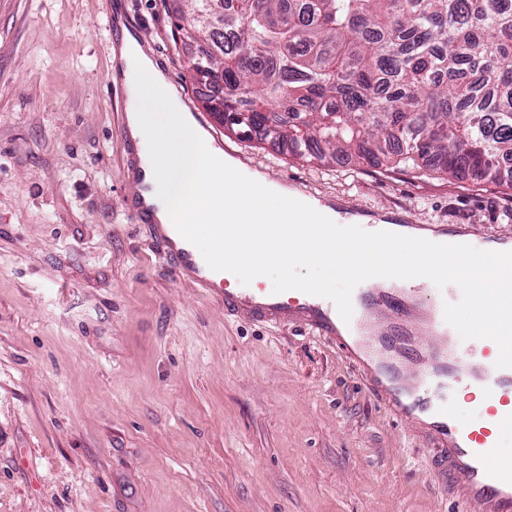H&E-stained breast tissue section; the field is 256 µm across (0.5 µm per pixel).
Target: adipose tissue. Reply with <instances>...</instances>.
I'll return each instance as SVG.
<instances>
[{"mask_svg": "<svg viewBox=\"0 0 512 512\" xmlns=\"http://www.w3.org/2000/svg\"><path fill=\"white\" fill-rule=\"evenodd\" d=\"M117 59L128 92L126 132L140 149L138 174L153 222L181 225L192 239L206 226L210 240L203 254L235 267L242 284L258 287L260 272L274 256L282 265L281 285L291 290L308 287L297 271L311 265L340 266L357 282L393 265L402 253L434 266L435 285L451 288L459 283L456 263H473L469 236H460L461 250L450 255L430 230L365 217L348 224L333 207L249 169L212 145L136 38L124 35ZM315 230L333 243L330 256L310 245L308 234Z\"/></svg>", "mask_w": 512, "mask_h": 512, "instance_id": "1", "label": "adipose tissue"}]
</instances>
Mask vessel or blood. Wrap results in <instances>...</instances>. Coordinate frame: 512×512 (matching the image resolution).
<instances>
[{
    "mask_svg": "<svg viewBox=\"0 0 512 512\" xmlns=\"http://www.w3.org/2000/svg\"><path fill=\"white\" fill-rule=\"evenodd\" d=\"M153 231L176 274L219 300L230 315L265 324L297 319L345 352L351 346L336 327L337 313L349 312L356 325L369 328L384 321L388 308L404 317L410 334L375 341L377 364L360 366L361 376L401 419L411 421L418 413L433 411L430 439L448 459V477L458 489L461 512H512V463L497 455L503 433L512 429V351L492 340L465 343L453 336L448 315L465 308L468 289H454L441 308L413 301L414 288L408 282L393 292L367 284L359 308L352 311L320 288L303 297L257 296L231 287L224 266L201 257L179 225L157 224ZM412 354L420 359L421 370L411 375L404 365ZM455 388L482 394L486 409L481 419L467 420L450 406L444 392Z\"/></svg>",
    "mask_w": 512,
    "mask_h": 512,
    "instance_id": "b4317fda",
    "label": "vessel or blood"
}]
</instances>
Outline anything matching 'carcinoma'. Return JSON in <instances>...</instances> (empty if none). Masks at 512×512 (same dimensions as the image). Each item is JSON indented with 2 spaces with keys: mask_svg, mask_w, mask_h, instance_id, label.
<instances>
[{
  "mask_svg": "<svg viewBox=\"0 0 512 512\" xmlns=\"http://www.w3.org/2000/svg\"><path fill=\"white\" fill-rule=\"evenodd\" d=\"M209 112L300 157L512 188V0H191Z\"/></svg>",
  "mask_w": 512,
  "mask_h": 512,
  "instance_id": "1",
  "label": "carcinoma"
}]
</instances>
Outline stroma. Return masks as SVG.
Segmentation results:
<instances>
[{
    "label": "stroma",
    "mask_w": 512,
    "mask_h": 512,
    "mask_svg": "<svg viewBox=\"0 0 512 512\" xmlns=\"http://www.w3.org/2000/svg\"><path fill=\"white\" fill-rule=\"evenodd\" d=\"M188 0H0V512H459L422 427L295 324L225 314L126 208L106 18L202 109ZM208 133L339 211L512 240V188Z\"/></svg>",
    "instance_id": "1"
}]
</instances>
